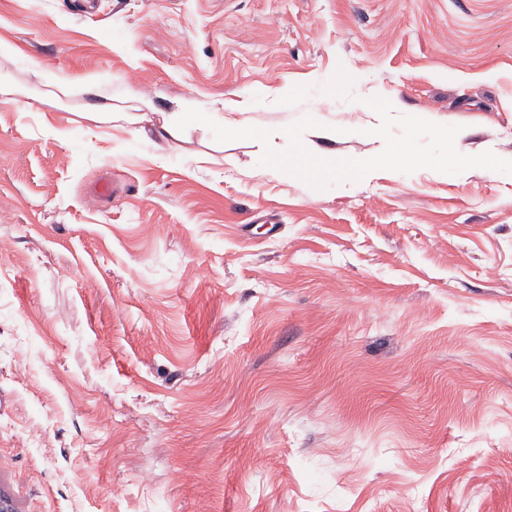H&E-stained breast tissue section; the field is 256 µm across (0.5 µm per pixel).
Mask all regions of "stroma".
Listing matches in <instances>:
<instances>
[{
	"instance_id": "obj_1",
	"label": "stroma",
	"mask_w": 512,
	"mask_h": 512,
	"mask_svg": "<svg viewBox=\"0 0 512 512\" xmlns=\"http://www.w3.org/2000/svg\"><path fill=\"white\" fill-rule=\"evenodd\" d=\"M86 2L0 0V495L512 512V174L313 181L199 120L146 137L187 104L286 155L311 124L339 159L440 129L511 154L512 0ZM192 112H173L166 115L161 113V123L156 128V134L163 141L177 140L179 138L182 125L192 116Z\"/></svg>"
}]
</instances>
